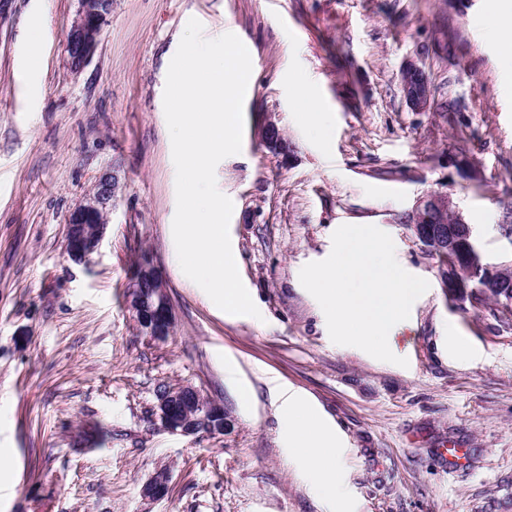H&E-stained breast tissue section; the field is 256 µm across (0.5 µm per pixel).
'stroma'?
Wrapping results in <instances>:
<instances>
[{"instance_id":"stroma-1","label":"stroma","mask_w":512,"mask_h":512,"mask_svg":"<svg viewBox=\"0 0 512 512\" xmlns=\"http://www.w3.org/2000/svg\"><path fill=\"white\" fill-rule=\"evenodd\" d=\"M77 8L0 0V512H337L288 455L280 386L337 432L346 512H512V331L449 305L437 259L404 222L419 197L449 192L485 262L512 265L498 226L512 202V63L488 0H112L75 74L65 34ZM193 18L251 57L242 150L216 180L257 319L224 315L176 262L163 93ZM409 60L439 88L424 112L402 95ZM302 89L322 120L298 110ZM269 117L292 157L260 145ZM462 153L485 191L449 164ZM112 166L123 195L99 252L75 263L68 214ZM343 224L387 232L403 269L429 283L390 343L407 366L334 344L300 283ZM145 255L173 307L163 340L126 304ZM163 384L222 402L233 432L155 425ZM449 440L469 448L466 467L440 460ZM163 467L170 494L155 502L141 489Z\"/></svg>"}]
</instances>
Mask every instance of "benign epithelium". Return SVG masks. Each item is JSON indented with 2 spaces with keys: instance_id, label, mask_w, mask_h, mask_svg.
Listing matches in <instances>:
<instances>
[{
  "instance_id": "7a95c632",
  "label": "benign epithelium",
  "mask_w": 512,
  "mask_h": 512,
  "mask_svg": "<svg viewBox=\"0 0 512 512\" xmlns=\"http://www.w3.org/2000/svg\"><path fill=\"white\" fill-rule=\"evenodd\" d=\"M112 0H78V9L65 36L67 61L78 73L91 61L102 35ZM401 88L409 108L427 110L430 99L417 85L424 76L422 68L408 61L402 67ZM260 141L269 149L287 154L290 147L281 140L276 121L267 118L258 128ZM124 183L118 168L103 170L91 193L71 209L65 230L64 251L76 263H87L99 250L109 224V215L123 194ZM414 237L433 255L448 254L454 262L455 275L445 279L448 294H454L463 277L475 269H485L489 280L498 286L512 282V268L494 269L483 263L473 225L456 211L451 194L434 192L416 200L406 216ZM127 301L135 319L148 336L166 338L173 327V308L153 260L147 256L138 263L133 287ZM154 421L165 431L185 437L222 436L233 431L234 417L224 406L191 385H162L156 392ZM142 493L151 500L169 494V473L157 471L143 486Z\"/></svg>"
}]
</instances>
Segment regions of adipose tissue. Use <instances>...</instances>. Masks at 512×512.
<instances>
[{
    "label": "adipose tissue",
    "mask_w": 512,
    "mask_h": 512,
    "mask_svg": "<svg viewBox=\"0 0 512 512\" xmlns=\"http://www.w3.org/2000/svg\"><path fill=\"white\" fill-rule=\"evenodd\" d=\"M283 434L291 456L300 461L321 495L343 500L342 456L335 431L302 399H286L280 409Z\"/></svg>",
    "instance_id": "obj_1"
}]
</instances>
